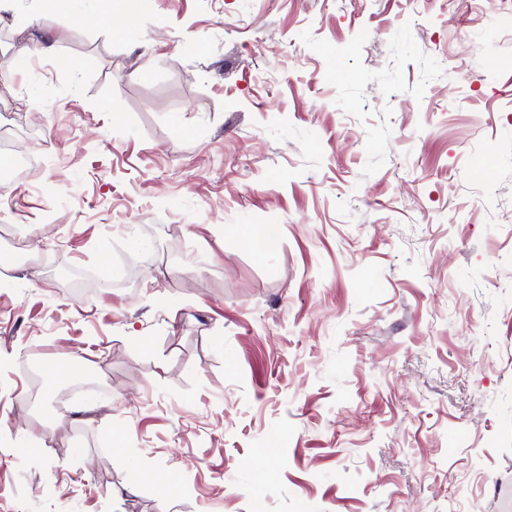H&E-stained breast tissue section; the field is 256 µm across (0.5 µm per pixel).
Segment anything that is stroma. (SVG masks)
<instances>
[{"label":"stroma","mask_w":512,"mask_h":512,"mask_svg":"<svg viewBox=\"0 0 512 512\" xmlns=\"http://www.w3.org/2000/svg\"><path fill=\"white\" fill-rule=\"evenodd\" d=\"M6 99L0 512H512V0H0Z\"/></svg>","instance_id":"1"}]
</instances>
